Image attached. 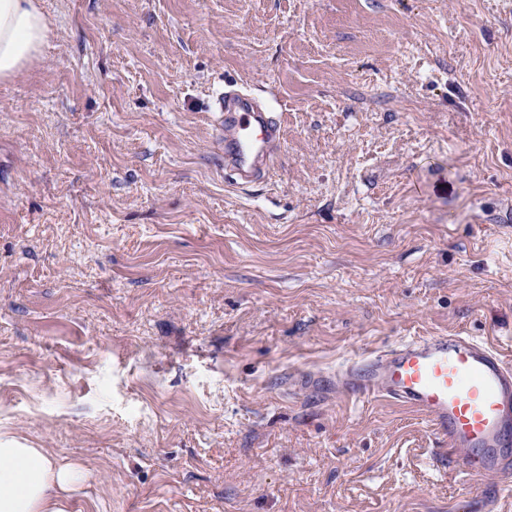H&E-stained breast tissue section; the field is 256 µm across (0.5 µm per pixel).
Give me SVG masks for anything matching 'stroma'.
<instances>
[{"mask_svg":"<svg viewBox=\"0 0 512 512\" xmlns=\"http://www.w3.org/2000/svg\"><path fill=\"white\" fill-rule=\"evenodd\" d=\"M0 84V439L69 512H487L346 360L512 352V0H42ZM272 177L224 173V84ZM217 103L224 137V172L229 171L238 185L264 182L283 148L279 120L269 106L236 84L225 85Z\"/></svg>","mask_w":512,"mask_h":512,"instance_id":"1","label":"stroma"}]
</instances>
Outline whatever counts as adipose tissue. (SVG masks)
<instances>
[{
	"label": "adipose tissue",
	"mask_w": 512,
	"mask_h": 512,
	"mask_svg": "<svg viewBox=\"0 0 512 512\" xmlns=\"http://www.w3.org/2000/svg\"><path fill=\"white\" fill-rule=\"evenodd\" d=\"M48 31L41 0H0V82L42 59ZM85 478L81 465L58 462L46 449L0 440V512H67Z\"/></svg>",
	"instance_id": "obj_1"
}]
</instances>
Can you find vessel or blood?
Listing matches in <instances>:
<instances>
[{"label": "vessel or blood", "instance_id": "1", "mask_svg": "<svg viewBox=\"0 0 512 512\" xmlns=\"http://www.w3.org/2000/svg\"><path fill=\"white\" fill-rule=\"evenodd\" d=\"M217 110L225 170L242 186L264 182L283 148L279 120L235 84ZM336 394L378 396L426 416L481 486L512 477V357L486 341L442 333L359 356L337 373Z\"/></svg>", "mask_w": 512, "mask_h": 512}]
</instances>
